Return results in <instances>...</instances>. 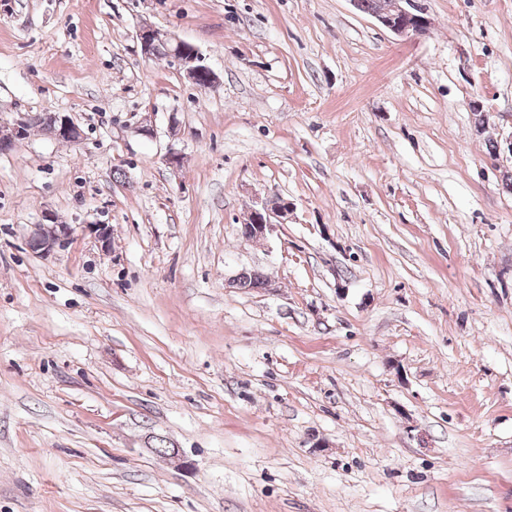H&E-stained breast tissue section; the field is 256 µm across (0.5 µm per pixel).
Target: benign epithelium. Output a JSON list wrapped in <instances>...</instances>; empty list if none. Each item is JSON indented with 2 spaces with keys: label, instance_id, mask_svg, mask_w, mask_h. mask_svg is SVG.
<instances>
[{
  "label": "benign epithelium",
  "instance_id": "1",
  "mask_svg": "<svg viewBox=\"0 0 512 512\" xmlns=\"http://www.w3.org/2000/svg\"><path fill=\"white\" fill-rule=\"evenodd\" d=\"M414 6L415 0H387L385 9L375 14V18L394 34L409 38L420 34L418 25L421 20L415 16ZM136 38L144 58L150 59L165 53L182 68L186 78L194 85L208 88L217 83L218 77L203 63L201 53L195 46L176 37L164 44H159L153 39V30L145 26L139 28ZM34 120L58 140L75 143L82 139V130L68 116L58 112H45L13 124L0 121V152L13 149L15 143L26 134L28 126ZM291 210V204L285 199L278 201L272 197L262 201L252 211L253 235L258 239L267 238L274 232L277 225L288 219V213ZM80 233L93 237L102 251L111 250L112 233L109 225L85 224L76 228L58 222L51 212L44 213L42 221L31 226L27 241L37 243L33 253L42 259H47L70 245Z\"/></svg>",
  "mask_w": 512,
  "mask_h": 512
}]
</instances>
